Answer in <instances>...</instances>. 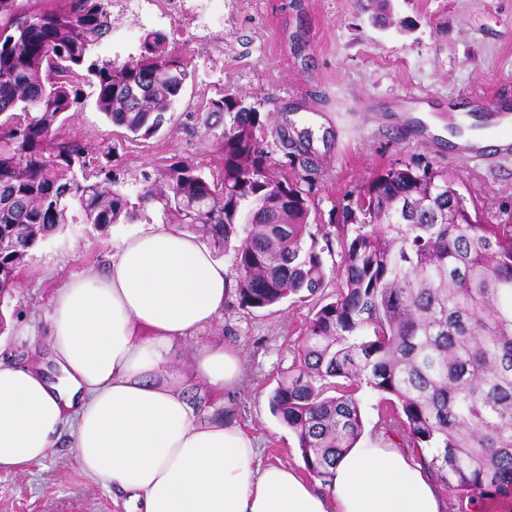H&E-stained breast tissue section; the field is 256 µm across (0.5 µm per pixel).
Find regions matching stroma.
<instances>
[{"instance_id": "obj_1", "label": "stroma", "mask_w": 512, "mask_h": 512, "mask_svg": "<svg viewBox=\"0 0 512 512\" xmlns=\"http://www.w3.org/2000/svg\"><path fill=\"white\" fill-rule=\"evenodd\" d=\"M223 2V27L204 38L173 36L194 79L156 136L125 140L122 128L90 102L68 113L66 137L116 146L126 193H136L134 176L143 168L180 158L216 165V141L196 114L207 99L224 94L267 113L268 144L289 123L309 133L312 223H340L345 193L380 169L406 163L448 170L483 221L512 224V155L470 159L431 127L436 120L462 132L471 103L493 112L500 99H512V0H392L387 29L372 24L364 0ZM142 228L139 222L103 230L72 224L30 251L15 288L0 297V359L29 363L33 344L48 337L55 287L72 274L105 268L115 246ZM308 316V305L300 303L271 312L229 301L208 330L242 356L237 387L221 397L189 367L194 340L175 341L168 353L188 402L206 400L201 418L223 412L254 436L265 462L303 464L295 436L270 410L269 394ZM0 512L126 510L113 504L111 489L81 473L63 436L28 472H0Z\"/></svg>"}]
</instances>
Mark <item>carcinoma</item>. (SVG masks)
<instances>
[{
  "label": "carcinoma",
  "mask_w": 512,
  "mask_h": 512,
  "mask_svg": "<svg viewBox=\"0 0 512 512\" xmlns=\"http://www.w3.org/2000/svg\"><path fill=\"white\" fill-rule=\"evenodd\" d=\"M116 22L112 0H0V296L65 226L148 223L158 206L165 223L233 251L239 307L314 302L269 396L309 474L330 482L360 440L369 388L382 434L420 456L449 512L511 499L512 224L483 223L447 171L390 167L346 205L341 280L323 297L329 232L310 224L312 183L297 171L307 164L285 127L276 137L287 161H274L257 108L207 101L208 131L212 117H230L215 135L217 171L188 159L143 170L133 198L98 162L113 150L59 137L64 114L92 97L126 138H151L192 76L162 28L124 59L95 53Z\"/></svg>",
  "instance_id": "carcinoma-1"
}]
</instances>
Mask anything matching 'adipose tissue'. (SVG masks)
<instances>
[{"label":"adipose tissue","mask_w":512,"mask_h":512,"mask_svg":"<svg viewBox=\"0 0 512 512\" xmlns=\"http://www.w3.org/2000/svg\"><path fill=\"white\" fill-rule=\"evenodd\" d=\"M229 280L172 224L123 239L103 271L69 277L48 313L59 377L0 360V472L43 462L65 432L81 471L135 512H443L432 477L384 437L340 456L323 493L296 467L261 462L241 426L194 413L168 350L195 340L196 375L216 393L235 388L238 350L205 334Z\"/></svg>","instance_id":"1"}]
</instances>
